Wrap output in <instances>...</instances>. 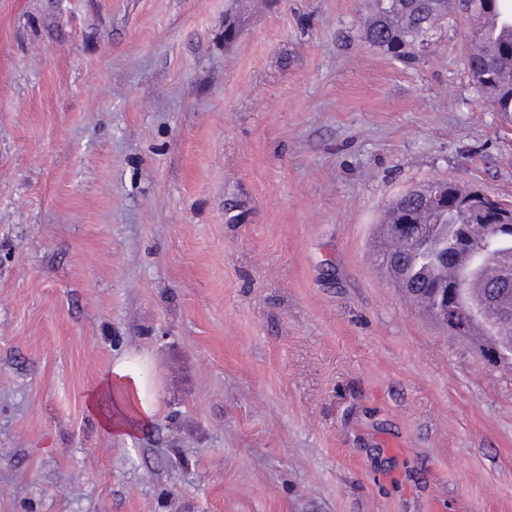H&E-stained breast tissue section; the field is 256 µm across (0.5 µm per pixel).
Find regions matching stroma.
Returning <instances> with one entry per match:
<instances>
[{"label":"stroma","instance_id":"obj_1","mask_svg":"<svg viewBox=\"0 0 512 512\" xmlns=\"http://www.w3.org/2000/svg\"><path fill=\"white\" fill-rule=\"evenodd\" d=\"M359 15L0 0V512H512V369L375 263L408 189L512 200V126L468 21L409 68ZM145 392L138 367L131 360L121 359L111 366L89 392L87 403L108 431H128L130 429L118 423V419L123 417L131 424L126 416L130 414L135 418L134 425L137 426L146 422L154 413L155 408L146 400Z\"/></svg>","mask_w":512,"mask_h":512}]
</instances>
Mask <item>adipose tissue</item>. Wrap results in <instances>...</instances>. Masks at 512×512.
Masks as SVG:
<instances>
[{"instance_id": "1", "label": "adipose tissue", "mask_w": 512, "mask_h": 512, "mask_svg": "<svg viewBox=\"0 0 512 512\" xmlns=\"http://www.w3.org/2000/svg\"><path fill=\"white\" fill-rule=\"evenodd\" d=\"M145 392L138 367L122 359L115 362L90 391L87 403L108 431H118L122 428V417L130 415L140 423L152 416L154 408L146 400Z\"/></svg>"}]
</instances>
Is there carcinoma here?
<instances>
[{"mask_svg":"<svg viewBox=\"0 0 512 512\" xmlns=\"http://www.w3.org/2000/svg\"><path fill=\"white\" fill-rule=\"evenodd\" d=\"M492 12L501 26L512 29V0H362L360 13L362 38L371 47L392 53L407 66L424 61L421 45L437 49L442 32L450 19L466 16L475 19ZM471 41L480 44L467 53L465 65L492 111L512 122V38L503 40L493 30L471 31ZM446 192L459 203L448 209L433 207L428 195ZM481 191L465 188L455 182L432 181L405 192L392 200L384 210L385 231L390 225H427V240L412 252L399 256L400 280L409 293L419 296L427 309L448 298L465 306L477 297L487 295L489 267L512 260V212L506 211L504 225L510 227L485 229L479 221ZM491 252L478 271L473 273L472 244ZM449 255L448 263L438 260ZM512 309V287L496 295L486 319H474L464 337H474L488 359L499 349L512 345V319L502 312Z\"/></svg>","mask_w":512,"mask_h":512,"instance_id":"obj_1","label":"carcinoma"}]
</instances>
